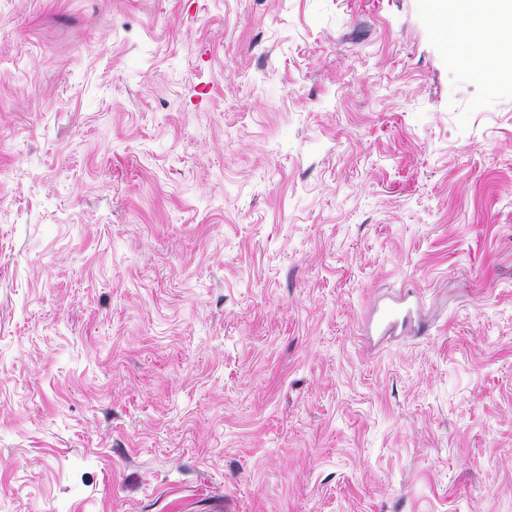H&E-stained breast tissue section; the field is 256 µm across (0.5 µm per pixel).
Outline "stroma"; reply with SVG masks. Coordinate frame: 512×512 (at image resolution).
Here are the masks:
<instances>
[{
	"mask_svg": "<svg viewBox=\"0 0 512 512\" xmlns=\"http://www.w3.org/2000/svg\"><path fill=\"white\" fill-rule=\"evenodd\" d=\"M438 12L0 0V512H512V71Z\"/></svg>",
	"mask_w": 512,
	"mask_h": 512,
	"instance_id": "stroma-1",
	"label": "stroma"
}]
</instances>
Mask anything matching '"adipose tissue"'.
Masks as SVG:
<instances>
[{"mask_svg": "<svg viewBox=\"0 0 512 512\" xmlns=\"http://www.w3.org/2000/svg\"><path fill=\"white\" fill-rule=\"evenodd\" d=\"M438 24L449 42L463 39L473 46V53L462 57L463 65L485 76L500 74L503 47L489 49L485 43L492 34L512 33V6L507 0H448Z\"/></svg>", "mask_w": 512, "mask_h": 512, "instance_id": "ef3b65f1", "label": "adipose tissue"}]
</instances>
